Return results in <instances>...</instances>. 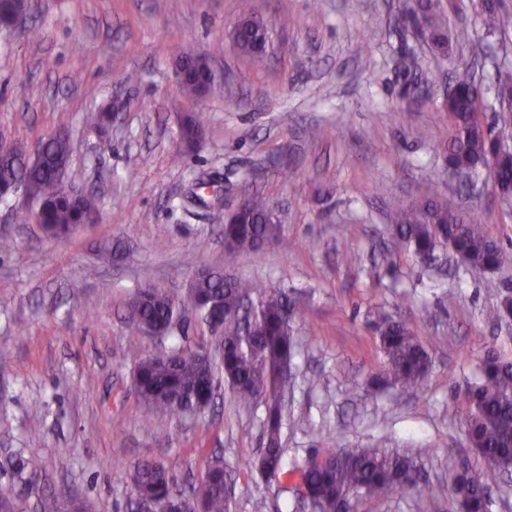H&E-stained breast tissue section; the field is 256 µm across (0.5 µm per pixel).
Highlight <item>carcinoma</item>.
<instances>
[{
  "instance_id": "1",
  "label": "carcinoma",
  "mask_w": 512,
  "mask_h": 512,
  "mask_svg": "<svg viewBox=\"0 0 512 512\" xmlns=\"http://www.w3.org/2000/svg\"><path fill=\"white\" fill-rule=\"evenodd\" d=\"M34 13L37 0H5L0 14L8 19L15 8ZM418 17L431 33L436 45H446L441 29L442 14L433 0L403 3L401 18ZM240 32L235 47L254 68L264 66L265 52L254 43L268 37V25L250 13L239 16ZM481 24L487 34L507 29L509 17L500 4L485 0ZM186 71L180 90L196 93L194 57H180ZM478 84L460 80L448 92V113L452 129L448 140V166L470 174L488 163L496 154L497 141L492 133L512 131V70L498 71L499 107L497 118H483L482 101L477 96ZM11 153L0 155V181H19L35 186L42 209L40 224L46 237L61 239L70 227L98 213V197L86 193L70 198L60 188L59 168L68 167L71 158L69 133L45 146L41 158L32 163L25 157L24 146L14 143ZM493 181L504 203L512 202V154L498 159ZM269 201L259 194L247 198L241 223L224 225V238L230 240L231 251L253 252L261 243L277 238L278 225L270 223ZM394 235L405 241L422 259L434 256L444 246L453 249L473 270L496 269L512 262V254L501 248L481 229V216L461 208L454 195L428 200L396 210L391 218ZM257 295L256 286L247 279L224 276L209 271L182 296H174L149 284L142 286L128 305L132 337L139 339L144 328L163 325L179 312L191 307L200 313L210 306L224 308L222 369L236 404L246 410L257 404L266 405V429L260 456L265 467L262 474L269 482L288 479L303 484L319 505L318 512H336L343 502L358 503L378 493L403 492L418 486L419 465L410 456L385 448H361L353 451L315 450L302 466L292 470L283 467L284 448L281 440V404L288 381L280 379V368L293 361L296 343L291 335L285 312L291 307L280 293L258 295L253 314L244 316L242 300ZM386 363L384 381L407 393L415 392L426 378L431 359L413 335L407 323L389 313H379L372 320ZM135 391L145 412L143 421L150 424L159 413L184 416L196 413L203 399L214 388L212 366L201 364L194 354L179 347L169 360L160 362L153 356L142 358L134 370ZM469 409L466 420L468 443L484 456L497 457L506 467L512 462V362L490 354L483 367V379L467 392ZM208 475L195 483L192 498L202 512H231L229 485L232 474L219 457L206 462ZM500 469L491 467L469 480L456 479L452 492L465 505L467 512H484V491L495 483ZM132 494L127 512H138L142 502L170 498L175 479L160 462L146 460L130 473Z\"/></svg>"
}]
</instances>
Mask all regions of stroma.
<instances>
[{"instance_id": "stroma-1", "label": "stroma", "mask_w": 512, "mask_h": 512, "mask_svg": "<svg viewBox=\"0 0 512 512\" xmlns=\"http://www.w3.org/2000/svg\"><path fill=\"white\" fill-rule=\"evenodd\" d=\"M482 4L441 0L446 50L399 20L401 0H38L25 27L0 28V136L29 146L66 129V177L100 198L96 219L60 241L19 222L31 205L24 192L0 200V488L16 512H60L72 498L90 512H125L138 462L164 463L184 489L215 454L235 473L233 512H254L260 499L265 512H310L291 483L246 468L266 412L239 408L223 376L198 415L141 421L139 358L203 346L218 369L222 353L191 312L170 335L130 349L129 301L146 284L182 294L203 268L299 304L286 467L316 448H393L421 463L417 489L363 499L357 512H460L450 484L460 460L475 457L465 392L488 352L512 361V319H486L512 294V265L474 271L445 247L422 260L393 237L390 217L455 192L512 250V207L487 171L468 188L449 177L440 110L449 82L464 78L481 85L484 116L494 117L512 27L471 42ZM245 7L269 23L261 70L231 39ZM32 27L42 38H30ZM457 52L474 56L469 71L454 66ZM182 54L206 57L223 94L183 95ZM130 71L137 81L120 84ZM111 102L115 120L93 130L89 116ZM186 115L201 123L200 147L181 141ZM198 181L203 208L191 198ZM248 192L278 207L282 224L259 252L236 253L224 247V213ZM380 310L404 319L429 352L415 393L375 382ZM33 455L34 477L19 468Z\"/></svg>"}]
</instances>
